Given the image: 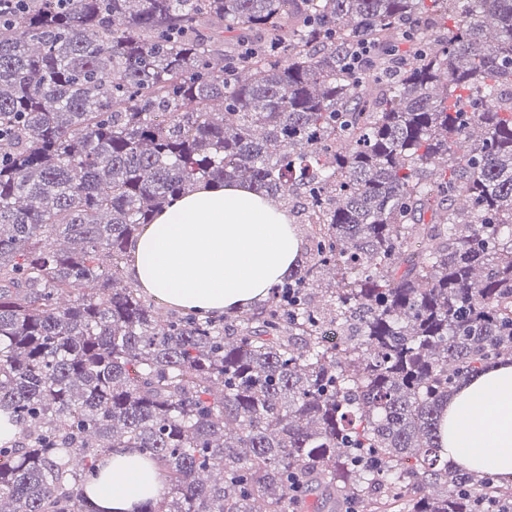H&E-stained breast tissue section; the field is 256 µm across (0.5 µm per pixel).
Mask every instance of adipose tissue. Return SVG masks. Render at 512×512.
<instances>
[{
	"instance_id": "ef3b65f1",
	"label": "adipose tissue",
	"mask_w": 512,
	"mask_h": 512,
	"mask_svg": "<svg viewBox=\"0 0 512 512\" xmlns=\"http://www.w3.org/2000/svg\"><path fill=\"white\" fill-rule=\"evenodd\" d=\"M131 280L169 305L215 319L264 299L294 268L301 240L287 210L238 185L203 186L167 205L133 243ZM441 445L470 472L512 478V363L479 373L448 403ZM160 491L156 464L116 448L87 489L99 512H132Z\"/></svg>"
}]
</instances>
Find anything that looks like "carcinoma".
Here are the masks:
<instances>
[{
	"label": "carcinoma",
	"instance_id": "1",
	"mask_svg": "<svg viewBox=\"0 0 512 512\" xmlns=\"http://www.w3.org/2000/svg\"><path fill=\"white\" fill-rule=\"evenodd\" d=\"M231 183L304 216L305 260L230 321L158 318L129 243ZM505 360L512 0L3 12L0 512H98L114 448L165 481L133 512H512V480L439 449Z\"/></svg>",
	"mask_w": 512,
	"mask_h": 512
}]
</instances>
